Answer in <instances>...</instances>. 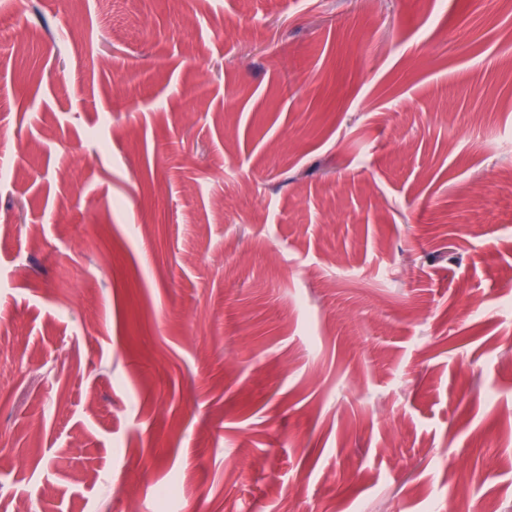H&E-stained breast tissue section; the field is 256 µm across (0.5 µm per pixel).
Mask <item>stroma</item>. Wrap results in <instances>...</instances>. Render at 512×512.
I'll list each match as a JSON object with an SVG mask.
<instances>
[{"label": "stroma", "mask_w": 512, "mask_h": 512, "mask_svg": "<svg viewBox=\"0 0 512 512\" xmlns=\"http://www.w3.org/2000/svg\"><path fill=\"white\" fill-rule=\"evenodd\" d=\"M0 29L1 507L512 512L511 11Z\"/></svg>", "instance_id": "stroma-1"}]
</instances>
